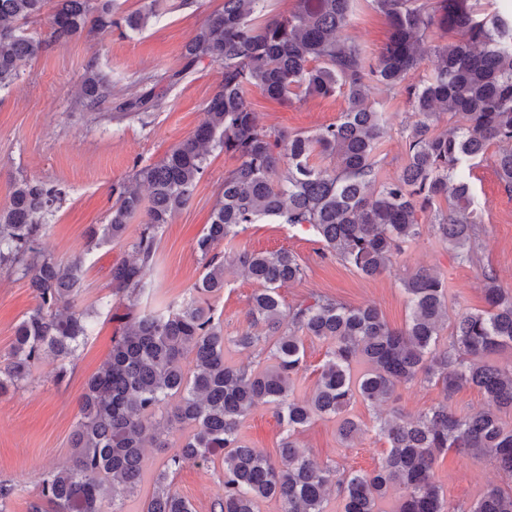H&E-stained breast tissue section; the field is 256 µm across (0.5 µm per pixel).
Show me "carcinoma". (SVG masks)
<instances>
[{
    "mask_svg": "<svg viewBox=\"0 0 512 512\" xmlns=\"http://www.w3.org/2000/svg\"><path fill=\"white\" fill-rule=\"evenodd\" d=\"M267 0H223L184 45L181 68L164 80L175 85L207 59L222 81L194 133L149 164L112 183L107 223L88 230L89 245L124 240L141 217L130 243L132 258L114 263L110 281L118 322L108 361L86 382L71 434L69 465L43 474L28 512H123L110 488L134 491L141 482L144 448L173 453L154 476L144 512H193L172 487L170 474L186 460L209 462L224 450L220 512H260L275 499L281 512H330L328 491H339L336 512H385L389 490L398 493L395 512H512V488L489 485L469 505L451 506L433 478L439 455L454 450L490 462L512 479V425L499 412L512 411V370L495 358L512 350V292L483 272L485 307L449 320L448 289L441 276L419 269L403 281L410 310L393 328L373 306L353 308L323 295L287 307L279 289L304 268L286 249L235 253L234 261L258 288L250 299L247 327L224 335L212 299L224 291V257L218 248L249 224L271 220L308 225L323 250L364 277L390 271L404 245L435 234L462 262L475 260L473 244L481 209L475 204L473 171L488 147L498 146L494 168L512 191V11L487 0H371L388 33L378 56L341 33L352 24L355 0H296L295 10L269 17ZM161 0H143L123 14L117 0H0V90L57 42L83 33H139L159 16ZM45 19L47 31L27 25ZM433 36H446L440 44ZM434 66L419 74L424 57ZM405 93L421 119L406 129V150L395 178H381L376 158L387 135L383 113L370 101L371 88ZM301 103L340 94L347 103L334 123L314 133H286L259 123L248 93ZM86 112L139 116L155 111L154 88L117 97L92 58L78 91ZM456 124L439 129L441 116ZM219 149L236 159L224 175L222 196L196 240L203 271L195 296L159 311H140L160 232L188 206ZM323 155L331 167L310 158ZM60 190L40 180L15 183L0 211V269L27 279L36 306L16 325L12 347L0 365V394L26 386L51 357L50 374L62 380L88 338L89 313L80 308L81 265L41 252L38 240ZM451 328L443 338L445 328ZM329 343L312 396L300 400L293 386L304 368L303 337ZM268 344V363L253 370L224 358ZM369 364L355 377L353 364ZM434 384L443 400L416 416L395 413L376 425L388 450L370 473L340 470L310 458L295 436L315 418L338 419L341 441L350 444L361 424L348 414L358 400L389 401L398 386ZM475 387L489 407L456 412L449 401ZM268 406L284 427L278 457L241 436L247 417Z\"/></svg>",
    "mask_w": 512,
    "mask_h": 512,
    "instance_id": "1",
    "label": "carcinoma"
}]
</instances>
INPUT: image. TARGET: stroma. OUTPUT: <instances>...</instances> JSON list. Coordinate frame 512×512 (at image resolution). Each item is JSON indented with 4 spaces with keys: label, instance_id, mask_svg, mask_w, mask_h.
<instances>
[{
    "label": "stroma",
    "instance_id": "obj_1",
    "mask_svg": "<svg viewBox=\"0 0 512 512\" xmlns=\"http://www.w3.org/2000/svg\"><path fill=\"white\" fill-rule=\"evenodd\" d=\"M150 20L139 33L117 30L81 35L53 45L27 67L12 86L0 90V209L10 202L13 185L22 178L37 179L64 189L65 195L40 241L42 251L55 258L79 261L85 278L80 304L92 310V330L63 381L50 375L49 364L35 371L25 388L0 395V482L15 486L6 512H27L43 471L67 464L70 436L79 412V401L89 377L103 366L112 350L116 328L106 304L112 301L109 270L127 255L128 241L139 231L131 222L122 243L89 246L90 225L107 221L112 205L110 187L129 175L135 163L161 158L173 144L192 135L204 119L205 107L221 81L220 66L202 62L182 82L167 87L159 109L144 119L115 117L92 119L75 94L87 59L96 58L101 72L119 94L141 88L144 78L160 79L180 67L184 43L204 20L220 8L222 0H190ZM348 35L358 38L368 52L379 50L387 36L384 18L369 0H357ZM372 100L391 127L378 146L382 175L396 177L404 159L403 127L418 121L405 95L372 91ZM250 101L262 125L286 132H315L335 122L346 103L342 97L313 98L303 104H287L252 93ZM235 161L213 151L208 168L196 187L188 209L166 224L140 306L159 309L170 301L189 298L202 267L194 249L209 222L212 208L224 183V174ZM475 202L485 210V222L476 240L477 263L459 262L435 236L426 234L407 244L399 263L375 278L361 276L334 256H322V245L312 230L286 224H251L229 244L226 254L247 248L274 251L285 248L298 256L304 276L281 288L286 305L292 306L319 294L351 307L377 306L392 327H403L409 317L402 281L416 270L438 272L448 285L451 313L483 308L482 274L492 271L500 284L512 290V193L499 183L491 161L474 171ZM226 286L214 299L224 333L236 335L247 324L253 281L233 264L224 268ZM36 304L25 279L0 270V356H6L14 329ZM387 406L353 404L349 412L363 431L351 447H344L333 419H315L298 435L299 445L320 462L337 464L357 472L373 471L387 445L374 431L378 416ZM245 441L276 452L283 436L273 410L258 407L241 429ZM222 463L185 461L172 476L174 489L192 505L193 512H215L223 493ZM434 478L450 504L475 500L488 484L507 486V478L493 465L475 463L469 457L448 452L434 466Z\"/></svg>",
    "mask_w": 512,
    "mask_h": 512
}]
</instances>
